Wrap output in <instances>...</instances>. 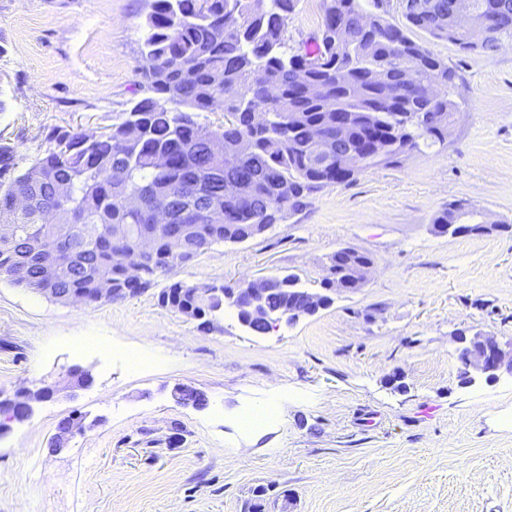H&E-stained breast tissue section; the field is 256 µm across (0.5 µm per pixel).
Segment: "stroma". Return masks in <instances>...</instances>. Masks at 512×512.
<instances>
[{"label": "stroma", "instance_id": "obj_1", "mask_svg": "<svg viewBox=\"0 0 512 512\" xmlns=\"http://www.w3.org/2000/svg\"><path fill=\"white\" fill-rule=\"evenodd\" d=\"M151 4L0 0V144L18 170L53 128L104 132L141 96ZM322 16L323 0H299L289 48L308 49ZM413 37L457 75L446 147L326 186L122 301L58 302L0 276V391L92 376L0 434V512H512V376L463 383L455 342L512 339V233L495 229L512 223V38L464 53ZM459 200L493 231L434 234ZM347 245L373 259L363 288L263 335L229 310L201 329L159 300L173 281L295 274L317 290ZM177 384L204 405L177 402ZM72 415L94 425L54 450Z\"/></svg>", "mask_w": 512, "mask_h": 512}]
</instances>
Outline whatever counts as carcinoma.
<instances>
[{
  "instance_id": "1",
  "label": "carcinoma",
  "mask_w": 512,
  "mask_h": 512,
  "mask_svg": "<svg viewBox=\"0 0 512 512\" xmlns=\"http://www.w3.org/2000/svg\"><path fill=\"white\" fill-rule=\"evenodd\" d=\"M298 0H152L143 32L148 62L143 87L148 96L134 100L106 134L55 128L53 146L0 193V225L20 235L0 240V275L28 288H48L60 300L71 290L95 302L103 284L97 269L111 272L116 299L123 288L142 292L154 279L133 284L123 260L112 259L110 235L124 234L133 249L143 234L152 239L150 271H167L204 253L172 251V231L152 223L147 207L189 196L186 214L174 211L172 224L191 226V236L206 248L225 240L248 239L267 224L307 205L309 197L336 182V161L315 149L318 131L336 145V113L351 117L349 136L379 152L368 154L348 175L389 165L421 146L448 136L438 118L456 112L448 98L455 72L409 33L414 29L463 51L490 52L501 37H512V0H476L495 16V25L471 33L454 31L449 0H402V22L380 12L383 0H323L318 51L288 52V15ZM224 110V125L196 120L198 112ZM223 155L211 153L214 142ZM157 154L168 164H154ZM124 172L114 180L110 173ZM68 195H56L59 184ZM231 183L237 194L224 195ZM18 196L31 200L14 207ZM137 199L144 209L127 207ZM460 201L438 212L432 224H463ZM67 227L71 265L47 266V254L60 227ZM42 244L33 252L27 241ZM266 310L277 314L298 295L295 274L270 277ZM224 284L212 293L196 285L171 282L162 303L201 320V327L224 307Z\"/></svg>"
}]
</instances>
